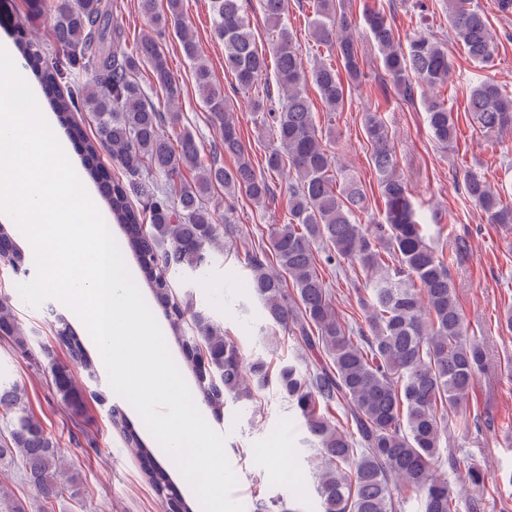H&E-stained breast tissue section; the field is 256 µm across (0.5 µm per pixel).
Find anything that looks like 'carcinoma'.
<instances>
[{
    "label": "carcinoma",
    "instance_id": "cac0c4a2",
    "mask_svg": "<svg viewBox=\"0 0 512 512\" xmlns=\"http://www.w3.org/2000/svg\"><path fill=\"white\" fill-rule=\"evenodd\" d=\"M28 14L48 16L52 43L61 55L39 73L44 84L64 83L66 94L50 102L65 125L77 112L94 122L93 138L83 142V176L98 179L100 152L105 150L124 178L102 183L112 222L120 225L139 264L143 281L163 308L174 340L180 345L203 401L216 415L228 399L253 401L275 388L300 417L314 451V489L322 512H403L408 497L419 512H460V500L435 465L459 471L462 449L450 443L481 428L482 414L466 407L486 352L482 338L470 335L458 302L450 266L468 255L459 239L448 257L436 253L407 183L397 170L394 143L378 110L367 112L363 128L369 159L377 176L384 223L364 225L360 181L337 168L322 142L315 112L305 94L311 80L327 112H340L351 87L362 82V56L347 13L336 0H313L309 34L319 44L336 46L339 69L318 63L304 67L297 34L285 23L288 0H261L273 22L272 56L278 97L270 89L252 98L273 145L265 154L267 171L285 177L288 219L274 224L256 246L246 248L249 287L268 321V331L293 339L304 352L324 353L319 362H281L257 355L248 358L237 342L193 300L175 297L172 278L184 272L200 277L212 263V250L231 247L238 233L232 213L220 216L209 205L215 193L240 194L257 206L273 196L268 179L252 161L251 147L230 111L193 32L184 21V0H139L144 20L157 29H174L192 65L199 96L219 143L208 159L195 135L174 110L180 94L177 77L159 46L144 38L130 50L121 47L122 29L112 22L103 0H26ZM215 36L224 42V68L238 86L250 91L266 79L268 57L258 50L243 14L242 0H209ZM452 37L477 65L491 59L495 36L473 0H444ZM366 28L381 55L383 68L404 98L420 90L433 138L448 147L457 140L449 111L451 66L445 40L418 31L406 43L396 39L391 20L380 10L365 16ZM149 68L155 87L164 93L168 111H160L139 80ZM472 122L494 141L512 132V96L490 79L470 89ZM230 157V168L218 153ZM465 195L490 224H512V199L483 177L468 174ZM140 199L131 204L130 195ZM348 260L364 280L355 289L363 321L353 329L336 314L321 264ZM0 263L26 271V257L10 227L0 224ZM54 333L72 363L95 370L83 342L63 316ZM29 350L9 298H0V339ZM57 395L75 413L83 410V391L70 370L51 368ZM0 413L11 417L0 433V465L16 464L35 492L42 512L66 492L79 494L80 477L60 471L56 442L31 414L25 388L0 377ZM110 423L136 453L151 449L131 425L126 411L112 406ZM474 489L482 473L465 469ZM162 505L175 499L181 512H193L177 491L168 471L154 465L144 472ZM0 512H29L27 504L0 485Z\"/></svg>",
    "mask_w": 512,
    "mask_h": 512
}]
</instances>
